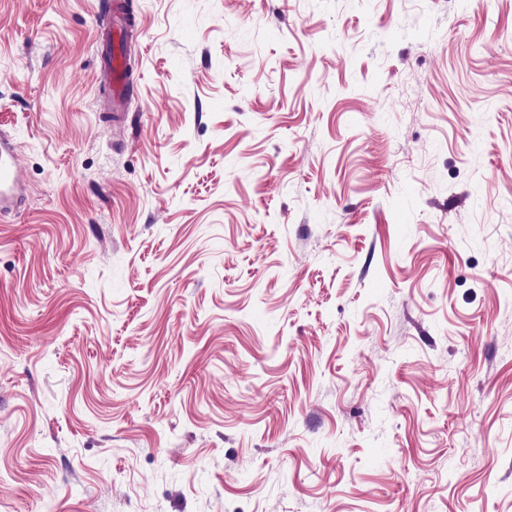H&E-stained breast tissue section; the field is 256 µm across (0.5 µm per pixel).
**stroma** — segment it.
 Instances as JSON below:
<instances>
[{"instance_id": "obj_1", "label": "stroma", "mask_w": 512, "mask_h": 512, "mask_svg": "<svg viewBox=\"0 0 512 512\" xmlns=\"http://www.w3.org/2000/svg\"><path fill=\"white\" fill-rule=\"evenodd\" d=\"M0 0V512H512V0ZM127 15L114 5L109 20L107 44L103 50L102 65L114 87V104L119 108L128 94L125 36ZM17 155L11 141L0 137V214L19 208L21 198L15 191L14 170Z\"/></svg>"}]
</instances>
